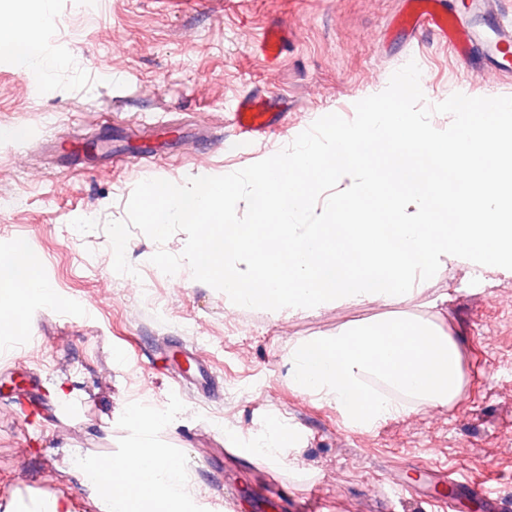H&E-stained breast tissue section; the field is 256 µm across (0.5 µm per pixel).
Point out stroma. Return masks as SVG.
<instances>
[{"mask_svg": "<svg viewBox=\"0 0 512 512\" xmlns=\"http://www.w3.org/2000/svg\"><path fill=\"white\" fill-rule=\"evenodd\" d=\"M401 0H51L52 18L32 42L37 69L0 57V249L24 242L54 303L32 295L0 366L38 378L34 414L0 401V512H39L67 498L98 512L79 466L122 453L134 416L160 412L153 439L187 463L193 495L179 512H211L233 489L235 512H294L312 493L317 512H431L427 467L482 483L512 512V276L482 282L469 266H441L403 301L341 304L276 315L229 302L193 279L168 277L157 245L132 230L126 256L137 280L116 274L104 229L127 218L135 185L220 176L289 145L318 118L355 115L408 62L421 70L427 103L454 93L512 96V76L482 56L460 63L433 36L394 27ZM280 27L285 50L270 63L251 47ZM271 98L278 122L248 152L228 147L230 106ZM144 126L157 146L127 160L84 144L124 145ZM442 324L463 376L448 406L410 402L371 427L350 423L335 402L288 383L290 344L375 321ZM201 350L223 387L204 400L179 388L161 358L168 342ZM285 426L280 459L250 452L248 438Z\"/></svg>", "mask_w": 512, "mask_h": 512, "instance_id": "35a3bbf8", "label": "stroma"}]
</instances>
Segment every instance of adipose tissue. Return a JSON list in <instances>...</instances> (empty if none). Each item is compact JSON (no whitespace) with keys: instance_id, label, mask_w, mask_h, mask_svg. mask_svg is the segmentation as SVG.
Masks as SVG:
<instances>
[{"instance_id":"obj_1","label":"adipose tissue","mask_w":512,"mask_h":512,"mask_svg":"<svg viewBox=\"0 0 512 512\" xmlns=\"http://www.w3.org/2000/svg\"><path fill=\"white\" fill-rule=\"evenodd\" d=\"M49 20L45 8L16 21L0 20V54L26 56L31 49V31ZM43 290L44 283L26 255L25 243L0 254V321L17 322L23 301ZM153 428V420L141 418L137 441L112 461L100 460L85 469L82 479L90 486L99 512H172L173 503L186 495V487L180 484L186 468L171 463L170 452L153 446Z\"/></svg>"}]
</instances>
